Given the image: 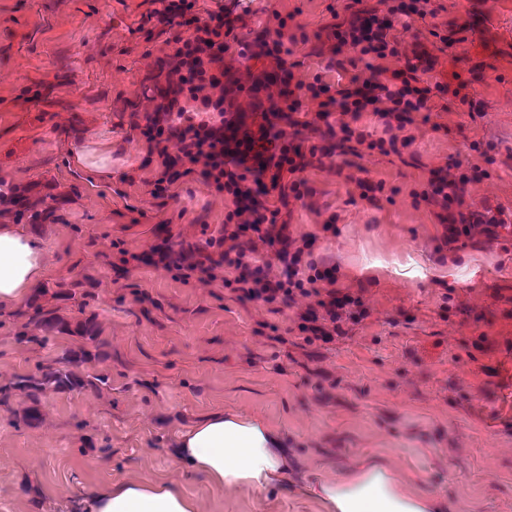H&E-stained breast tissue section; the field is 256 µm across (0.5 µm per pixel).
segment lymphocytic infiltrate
Listing matches in <instances>:
<instances>
[{
    "label": "lymphocytic infiltrate",
    "mask_w": 512,
    "mask_h": 512,
    "mask_svg": "<svg viewBox=\"0 0 512 512\" xmlns=\"http://www.w3.org/2000/svg\"><path fill=\"white\" fill-rule=\"evenodd\" d=\"M159 2V22L187 28L189 35L175 39L165 61V89L145 112L140 136L148 154L161 162L176 151L182 169L212 173L216 190L230 197L233 208L210 250H191L175 260L160 244L139 255V262L185 280L221 281L240 299L263 303L274 313L298 307L292 329L306 343L343 337L345 325L367 318L368 308L361 298L338 288V263L315 257L320 233L285 234L268 222L257 198L274 194L282 201L302 199V174L327 156L325 139L358 156L397 154L414 143V129L429 123L433 99L447 95L450 86L422 79L415 64L390 68L383 61L400 56L391 30L434 15V0H377L358 9L348 23L334 24L332 56L309 82L296 79L287 61L296 33L279 20L277 10H270L277 26L264 28L260 53L274 59L282 77L268 96V110L287 116L288 125L273 133L282 142L279 155L255 164L224 147L225 128L240 127L243 117L233 106L236 89L224 84V55L234 19L220 8L198 12L197 0ZM309 99L318 107L314 119L305 120L301 114ZM492 161L488 155L477 165L456 154L431 170L419 197L444 211V245L478 235L498 238L512 220L503 209L481 210L466 198L469 186L490 178Z\"/></svg>",
    "instance_id": "f902f5d3"
}]
</instances>
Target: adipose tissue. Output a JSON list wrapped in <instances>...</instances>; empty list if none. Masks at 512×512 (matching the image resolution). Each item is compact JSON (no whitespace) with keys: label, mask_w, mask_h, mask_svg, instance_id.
Wrapping results in <instances>:
<instances>
[{"label":"adipose tissue","mask_w":512,"mask_h":512,"mask_svg":"<svg viewBox=\"0 0 512 512\" xmlns=\"http://www.w3.org/2000/svg\"><path fill=\"white\" fill-rule=\"evenodd\" d=\"M37 242L9 225L0 226V305L26 298L41 274ZM177 470L200 474L220 490L276 491L294 459L288 442L259 423L223 413L200 418L181 431L174 449ZM302 492L323 502L327 512H447L403 489L388 469L372 464L359 474L336 480L318 472L301 476ZM70 512H199L195 499L172 483L122 481L73 499Z\"/></svg>","instance_id":"adipose-tissue-1"}]
</instances>
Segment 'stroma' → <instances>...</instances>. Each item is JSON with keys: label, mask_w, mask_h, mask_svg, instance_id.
Returning a JSON list of instances; mask_svg holds the SVG:
<instances>
[{"label": "stroma", "mask_w": 512, "mask_h": 512, "mask_svg": "<svg viewBox=\"0 0 512 512\" xmlns=\"http://www.w3.org/2000/svg\"><path fill=\"white\" fill-rule=\"evenodd\" d=\"M420 33L393 30L418 74L470 83L469 100L435 99L431 125L402 155L348 156L308 167L299 201L266 205L292 236L336 217L338 236L319 243L340 265L339 285L370 314L346 337L306 344L286 332L295 309L274 314L218 282L174 278L123 262L158 244L180 250L219 237L230 202L199 175L157 192V161L132 125L141 120L173 36L154 0H0V178L56 184L64 223L25 225L43 253L41 284L89 280L108 361L101 391H46L43 420L17 418L20 392L0 402V512H68L71 499L114 482H175L200 512H324L299 489L226 492L176 471V439L211 413L255 419L288 437L304 471L343 479L374 462L449 512H512V403L499 399L494 362L512 306V236H478L436 248L439 208L415 203L431 169L467 141L493 144L490 179L470 186L476 204L512 211V0H437ZM236 33L261 42L258 12L302 24L299 78H313L328 33L355 0H224ZM273 59L224 57V83L254 91L267 108ZM441 131H433V124ZM58 128L50 137L49 125ZM395 188L392 203H349L346 174ZM282 329L274 339V329ZM68 337L23 346L0 324V384L51 363Z\"/></svg>", "instance_id": "obj_1"}]
</instances>
